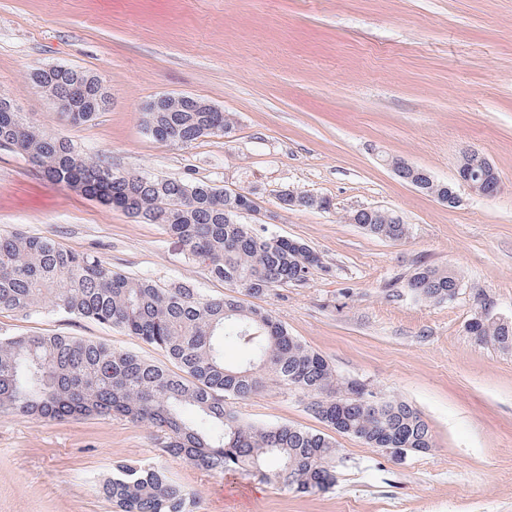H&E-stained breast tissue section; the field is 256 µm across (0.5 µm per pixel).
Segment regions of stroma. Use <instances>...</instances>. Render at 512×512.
Segmentation results:
<instances>
[{
	"mask_svg": "<svg viewBox=\"0 0 512 512\" xmlns=\"http://www.w3.org/2000/svg\"><path fill=\"white\" fill-rule=\"evenodd\" d=\"M53 66L99 76L107 109L67 122L32 81ZM0 94L86 158L254 192L269 233L302 241L324 263L306 285L257 306L342 377L418 409L434 438L431 452L398 464L335 434L344 458L335 485L300 494L167 456L163 433L145 422L0 415V512H117L99 487L118 461L160 462L193 494L195 512H512V349L467 331L481 298L512 321V0H0ZM179 94L229 113L232 129L188 145L157 142L144 108ZM466 151L495 167L494 197L462 187L451 208L391 167L399 159L451 182ZM283 189L331 207L282 209ZM362 208L398 215L408 237L390 242L349 223ZM18 231L131 276L225 291L161 225L0 149V234ZM423 262L455 270L454 300L405 294ZM55 332L165 360L109 325L0 313V335ZM233 407L253 423L325 429L306 398L273 383Z\"/></svg>",
	"mask_w": 512,
	"mask_h": 512,
	"instance_id": "35a3bbf8",
	"label": "stroma"
}]
</instances>
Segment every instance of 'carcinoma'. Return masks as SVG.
Wrapping results in <instances>:
<instances>
[{"label": "carcinoma", "mask_w": 512, "mask_h": 512, "mask_svg": "<svg viewBox=\"0 0 512 512\" xmlns=\"http://www.w3.org/2000/svg\"><path fill=\"white\" fill-rule=\"evenodd\" d=\"M33 82L73 125L105 110L99 78L79 68L40 69ZM9 103L0 95L1 148L26 156L47 178L163 226L180 240L184 257L204 264L229 292L204 295L188 282L128 276L47 237L0 236V312L28 318L48 311L111 325L161 350L175 366L60 333L0 336L1 414L53 420L106 414L147 422L166 434L162 452L168 456L211 472L243 470L297 493L325 491L336 482L341 452L332 437L290 424L249 423L231 405L275 382L306 397L325 425L371 448H400L408 455L431 451L432 430L419 411L339 376L267 310L244 300L304 285L311 270L323 267L305 243L238 221L252 203L250 193L115 172L81 156L69 141L40 133ZM147 108L146 130L166 144H190L231 126L230 116L199 96L167 97ZM461 162L482 191H497L499 176L487 173V161L466 153ZM407 177L441 202L456 192L417 167ZM278 200L284 210L329 207L324 199L295 192ZM348 220L385 240L409 233L397 215L382 209L356 210ZM459 288L454 271L423 263L407 280L408 293L433 304L447 302ZM469 330L479 342L512 348L511 321L474 316ZM228 338L242 348L236 361L224 357ZM102 492L120 512H194L192 494L157 462L116 463Z\"/></svg>", "instance_id": "cac0c4a2"}]
</instances>
